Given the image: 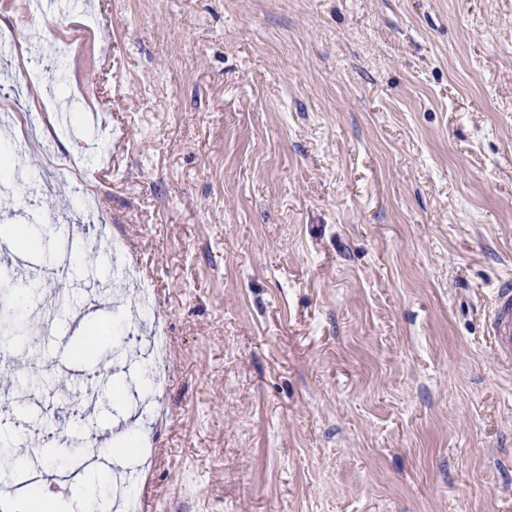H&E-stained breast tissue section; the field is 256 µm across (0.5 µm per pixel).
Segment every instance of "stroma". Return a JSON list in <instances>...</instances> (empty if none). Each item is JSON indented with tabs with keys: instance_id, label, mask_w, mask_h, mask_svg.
<instances>
[{
	"instance_id": "35a3bbf8",
	"label": "stroma",
	"mask_w": 512,
	"mask_h": 512,
	"mask_svg": "<svg viewBox=\"0 0 512 512\" xmlns=\"http://www.w3.org/2000/svg\"><path fill=\"white\" fill-rule=\"evenodd\" d=\"M98 32L42 80L84 94L67 129L103 203L0 129L23 180L0 222L43 235L24 264L65 302L21 360L0 512L30 470L83 472L125 417L151 456L112 474L141 512H512V371L484 311L512 279V0H78ZM56 14L0 0L48 53ZM124 234L152 274L85 323L99 263L73 240ZM122 323L111 326L110 321ZM169 336L158 427L126 333ZM93 343L91 354L82 344ZM98 400L87 409V387Z\"/></svg>"
}]
</instances>
